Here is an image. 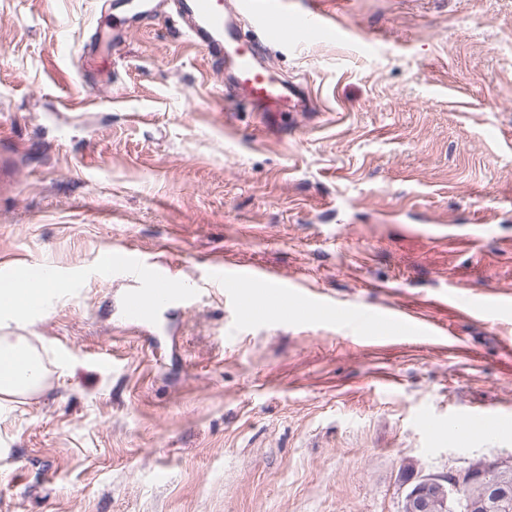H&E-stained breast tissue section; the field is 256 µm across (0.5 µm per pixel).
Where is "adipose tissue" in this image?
<instances>
[{
	"label": "adipose tissue",
	"instance_id": "1",
	"mask_svg": "<svg viewBox=\"0 0 512 512\" xmlns=\"http://www.w3.org/2000/svg\"><path fill=\"white\" fill-rule=\"evenodd\" d=\"M57 287L49 275L0 281V408L40 393L45 387L46 367L36 347L25 337L6 335L19 319L40 310Z\"/></svg>",
	"mask_w": 512,
	"mask_h": 512
}]
</instances>
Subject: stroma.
Segmentation results:
<instances>
[{"mask_svg":"<svg viewBox=\"0 0 512 512\" xmlns=\"http://www.w3.org/2000/svg\"><path fill=\"white\" fill-rule=\"evenodd\" d=\"M324 8L341 36L261 49L301 116L225 106L173 9L112 37L127 0H0V280L62 284L10 327L47 379L0 412V512H400L407 466L512 457L449 430L512 414V0ZM125 247L196 296L128 325ZM219 257L447 339L243 315Z\"/></svg>","mask_w":512,"mask_h":512,"instance_id":"stroma-1","label":"stroma"}]
</instances>
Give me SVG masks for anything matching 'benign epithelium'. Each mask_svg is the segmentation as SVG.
Returning <instances> with one entry per match:
<instances>
[{
    "label": "benign epithelium",
    "instance_id": "1",
    "mask_svg": "<svg viewBox=\"0 0 512 512\" xmlns=\"http://www.w3.org/2000/svg\"><path fill=\"white\" fill-rule=\"evenodd\" d=\"M401 512H490L493 490L512 483V459L478 460L455 477L412 473Z\"/></svg>",
    "mask_w": 512,
    "mask_h": 512
}]
</instances>
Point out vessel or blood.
Listing matches in <instances>:
<instances>
[{
	"instance_id": "1",
	"label": "vessel or blood",
	"mask_w": 512,
	"mask_h": 512,
	"mask_svg": "<svg viewBox=\"0 0 512 512\" xmlns=\"http://www.w3.org/2000/svg\"><path fill=\"white\" fill-rule=\"evenodd\" d=\"M224 4L225 0H178L177 16L188 39L215 60L231 59L241 99L271 112L299 111L296 87L260 67L254 41L227 21ZM236 4L268 40L296 43L334 30L331 16L318 4L302 14L288 12L282 8L281 0H236ZM101 269L119 271L129 277L132 286L122 298V311L131 324L142 322L148 312L171 302L189 301L194 294L193 289L180 286L166 268L146 266L127 249L111 252L103 259ZM256 282L279 312H287L289 291L284 277L266 273ZM464 426L474 434H492L512 430V417L472 412Z\"/></svg>"
}]
</instances>
